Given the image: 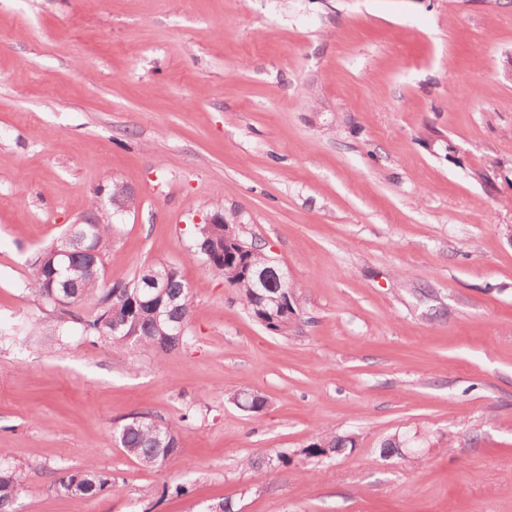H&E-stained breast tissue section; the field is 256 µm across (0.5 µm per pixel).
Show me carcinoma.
Masks as SVG:
<instances>
[{"label":"carcinoma","mask_w":512,"mask_h":512,"mask_svg":"<svg viewBox=\"0 0 512 512\" xmlns=\"http://www.w3.org/2000/svg\"><path fill=\"white\" fill-rule=\"evenodd\" d=\"M112 210H125L134 205V195L129 188L114 181L102 190ZM99 201L93 202V210L84 218L83 227L88 229L89 237L79 231H66L61 238H70L71 256L64 261L52 257L54 245L41 250L36 259L34 274L25 285L27 292L38 300L54 306L60 321L68 319L81 324L85 336L93 341L106 338L117 353L129 348L150 350L163 356L179 347V342L187 336L176 339L167 336L158 328L154 309L142 300L145 293V280L135 273L127 282L109 285L105 281V258L112 245V222L96 218ZM222 224H202L198 227L193 244L194 253L201 256L209 271L222 279L239 294L250 315L272 332L287 327L288 320L297 314V299L282 295L276 286L262 290L263 300L256 297L250 279L244 275V268L262 267L268 258L263 249L249 241H244L245 251L237 256H226L212 252L216 242H223ZM92 248L99 254V270L91 276L85 270L84 252ZM153 269L160 274V280L166 284L163 307L166 316L173 324L188 327L193 309V295L176 267L156 264ZM70 284L73 297L67 301H56L50 297V282ZM88 304L92 314L77 315L74 306ZM129 319L135 335H112V322ZM231 400L240 408L249 412H259L265 405L260 395H233ZM115 438L123 450L136 459L142 466L163 472L168 470L182 455L176 426L172 423H160L148 413H136L129 417L115 431ZM356 446L352 435L319 431L303 449L307 459H331L347 448ZM292 458L286 453L276 456H258L247 460L248 468L260 476L268 475L276 467L290 465ZM112 486V478L100 471L94 460H89L84 468L56 478L52 484L54 492L65 497L92 498ZM22 488L19 466L13 464L4 448H0V512H14L13 506Z\"/></svg>","instance_id":"obj_1"}]
</instances>
